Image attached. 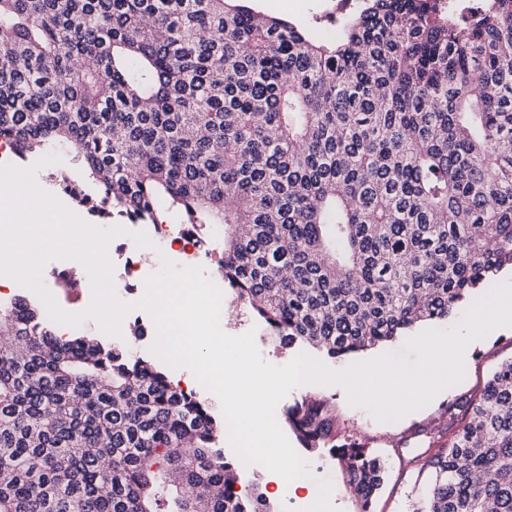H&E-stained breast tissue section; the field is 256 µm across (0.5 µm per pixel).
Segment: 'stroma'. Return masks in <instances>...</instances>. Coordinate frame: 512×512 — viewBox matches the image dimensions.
Instances as JSON below:
<instances>
[{"instance_id": "obj_1", "label": "stroma", "mask_w": 512, "mask_h": 512, "mask_svg": "<svg viewBox=\"0 0 512 512\" xmlns=\"http://www.w3.org/2000/svg\"><path fill=\"white\" fill-rule=\"evenodd\" d=\"M253 6L263 14L289 20L313 32L321 41L333 42L340 35L339 25L325 14L324 0H254ZM224 331L232 336L254 332L263 359L277 366L289 363L299 353L298 347L271 335L244 308L240 309L235 322L225 325ZM511 356L512 328L494 330L467 347L466 374L461 383L442 391L429 405L394 423L377 422L365 409L349 406L344 390L337 386L295 388L279 402L275 415L283 417L288 407L308 393L326 399L336 417L338 438L359 440L369 453L385 460V484L366 507L360 498L347 495L346 474L328 450L306 453L313 474L331 478V503L336 512H414L432 480L430 471L417 467L415 456L433 448L434 438L447 436L448 424L443 414L448 404L460 397L479 395L501 361ZM241 483L243 490L263 492L273 512H305L316 499L308 490L291 491L287 486L277 485L270 480L268 470L258 464L245 470Z\"/></svg>"}]
</instances>
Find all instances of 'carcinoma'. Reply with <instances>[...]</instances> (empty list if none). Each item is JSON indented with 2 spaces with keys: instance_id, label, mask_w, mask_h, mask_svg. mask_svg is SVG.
<instances>
[{
  "instance_id": "carcinoma-1",
  "label": "carcinoma",
  "mask_w": 512,
  "mask_h": 512,
  "mask_svg": "<svg viewBox=\"0 0 512 512\" xmlns=\"http://www.w3.org/2000/svg\"><path fill=\"white\" fill-rule=\"evenodd\" d=\"M0 139L78 144L90 185L53 177L102 218L224 225L217 272L262 324L364 352L512 267V0H361L332 43L235 0H0ZM1 336L0 512H271L145 357L23 294ZM461 408L424 512H512V358ZM285 422L370 502L386 463L336 444L327 400Z\"/></svg>"
}]
</instances>
